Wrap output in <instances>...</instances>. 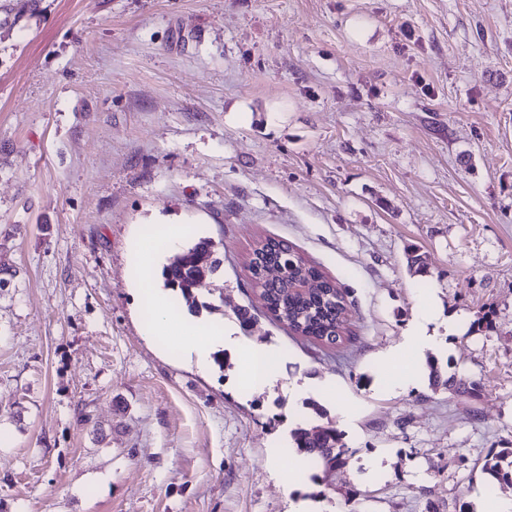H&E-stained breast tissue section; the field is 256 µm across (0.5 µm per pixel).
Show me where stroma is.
I'll return each instance as SVG.
<instances>
[{
	"label": "stroma",
	"mask_w": 512,
	"mask_h": 512,
	"mask_svg": "<svg viewBox=\"0 0 512 512\" xmlns=\"http://www.w3.org/2000/svg\"><path fill=\"white\" fill-rule=\"evenodd\" d=\"M183 224L270 388L146 335L131 263ZM274 238L346 288L340 345L248 269ZM427 271L411 274L410 248ZM0 512H497L512 448V0H0ZM466 324L382 356L423 313ZM492 313L491 330L473 321ZM322 405L353 457L289 491ZM509 457H512V448L491 453L486 457L482 470L495 479L512 480V460H508Z\"/></svg>",
	"instance_id": "obj_1"
}]
</instances>
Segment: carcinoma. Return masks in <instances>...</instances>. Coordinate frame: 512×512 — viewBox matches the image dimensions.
<instances>
[{
  "label": "carcinoma",
  "instance_id": "1",
  "mask_svg": "<svg viewBox=\"0 0 512 512\" xmlns=\"http://www.w3.org/2000/svg\"><path fill=\"white\" fill-rule=\"evenodd\" d=\"M213 248L212 241L202 239L187 251L175 255L163 269L167 285L181 295L194 313L202 308L214 309L209 303L199 302L195 295L203 280L216 274L220 268L221 261L217 257L205 266L197 264L198 253L211 254ZM288 262L290 267L285 269L280 280L260 286V296L266 301L267 312L296 335L329 345L339 343V340L331 338V334L347 321L350 312L348 292L299 253L294 251L288 255ZM296 278L309 281L311 288L304 293L291 290L290 283ZM292 440L304 462L321 468L324 473L348 465L354 454L331 421L324 423L315 433L296 428L292 432ZM482 470L495 479L512 480V448L489 454Z\"/></svg>",
  "mask_w": 512,
  "mask_h": 512
}]
</instances>
